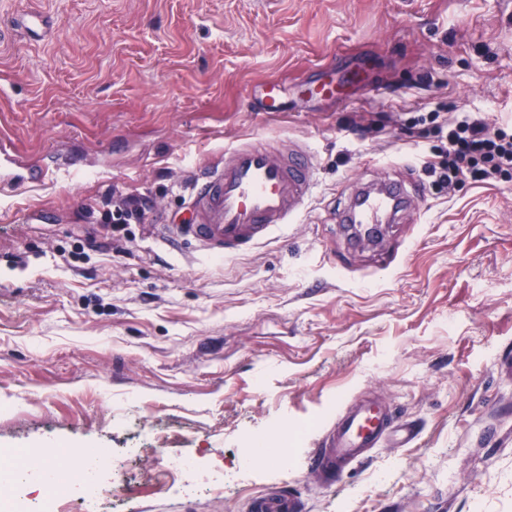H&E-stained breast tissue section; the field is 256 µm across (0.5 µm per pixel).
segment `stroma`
Returning <instances> with one entry per match:
<instances>
[{
    "mask_svg": "<svg viewBox=\"0 0 512 512\" xmlns=\"http://www.w3.org/2000/svg\"><path fill=\"white\" fill-rule=\"evenodd\" d=\"M319 68L340 99L301 86ZM270 80L283 111L257 108ZM464 105L512 123V0H0V448L62 466L139 440L112 500L69 492L68 512H247L273 490L302 512H512V181L438 190L432 128L407 122ZM292 140L317 187L290 229L220 261L159 234L193 222L225 148ZM385 179L420 221L352 245L336 216ZM128 197L120 251L90 245ZM369 394L420 435L327 484L309 456ZM249 434L278 440L244 471ZM186 454L223 495L155 464Z\"/></svg>",
    "mask_w": 512,
    "mask_h": 512,
    "instance_id": "35a3bbf8",
    "label": "stroma"
}]
</instances>
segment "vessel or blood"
Listing matches in <instances>:
<instances>
[{"mask_svg":"<svg viewBox=\"0 0 512 512\" xmlns=\"http://www.w3.org/2000/svg\"><path fill=\"white\" fill-rule=\"evenodd\" d=\"M314 188L315 164L308 146L278 153L253 142L238 144L225 149L223 166L194 187V223L171 224L167 230L194 242L207 255L226 257L287 228L304 210ZM412 203L402 186L391 184L364 197L341 222L356 225L363 234L382 224L385 215L410 211ZM418 434L414 423L395 420L382 399H359L337 414L313 455V466L335 482L372 449L387 444L403 447ZM249 512H300V506L295 497L273 491L250 499Z\"/></svg>","mask_w":512,"mask_h":512,"instance_id":"1","label":"vessel or blood"}]
</instances>
